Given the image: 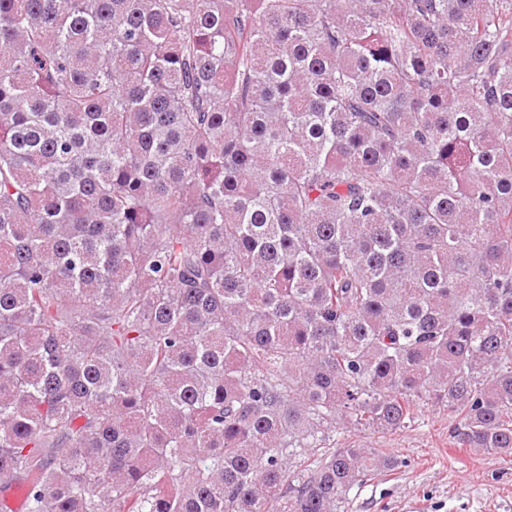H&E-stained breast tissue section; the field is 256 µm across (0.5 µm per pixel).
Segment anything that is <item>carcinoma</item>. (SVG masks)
Listing matches in <instances>:
<instances>
[{
    "mask_svg": "<svg viewBox=\"0 0 512 512\" xmlns=\"http://www.w3.org/2000/svg\"><path fill=\"white\" fill-rule=\"evenodd\" d=\"M426 407L512 457V0H0V512H337Z\"/></svg>",
    "mask_w": 512,
    "mask_h": 512,
    "instance_id": "carcinoma-1",
    "label": "carcinoma"
}]
</instances>
